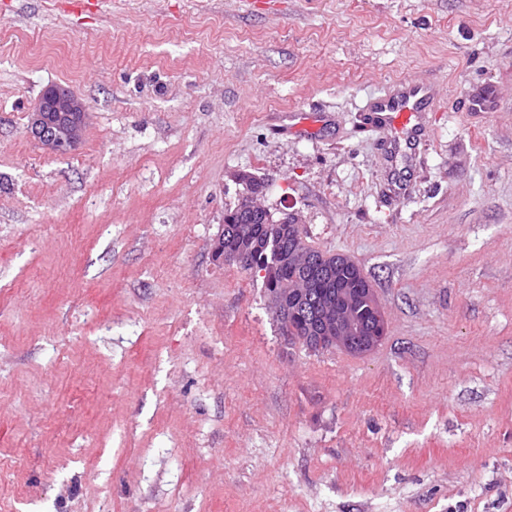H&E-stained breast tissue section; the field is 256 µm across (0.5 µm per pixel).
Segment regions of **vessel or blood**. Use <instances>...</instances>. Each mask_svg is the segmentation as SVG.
Returning a JSON list of instances; mask_svg holds the SVG:
<instances>
[{
    "label": "vessel or blood",
    "mask_w": 512,
    "mask_h": 512,
    "mask_svg": "<svg viewBox=\"0 0 512 512\" xmlns=\"http://www.w3.org/2000/svg\"><path fill=\"white\" fill-rule=\"evenodd\" d=\"M434 94L429 85L403 83L386 94L369 100L364 110L372 125H386L405 133L410 140L422 134L417 119L420 113L432 111Z\"/></svg>",
    "instance_id": "obj_1"
}]
</instances>
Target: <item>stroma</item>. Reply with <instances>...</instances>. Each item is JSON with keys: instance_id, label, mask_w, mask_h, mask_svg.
<instances>
[{"instance_id": "35a3bbf8", "label": "stroma", "mask_w": 512, "mask_h": 512, "mask_svg": "<svg viewBox=\"0 0 512 512\" xmlns=\"http://www.w3.org/2000/svg\"><path fill=\"white\" fill-rule=\"evenodd\" d=\"M401 78L438 109L386 156ZM243 171L379 346L307 348L214 260ZM0 512H512V0H0ZM85 119L83 101L69 87L53 85L44 90L29 113L28 129L37 143L65 155L81 140Z\"/></svg>"}]
</instances>
